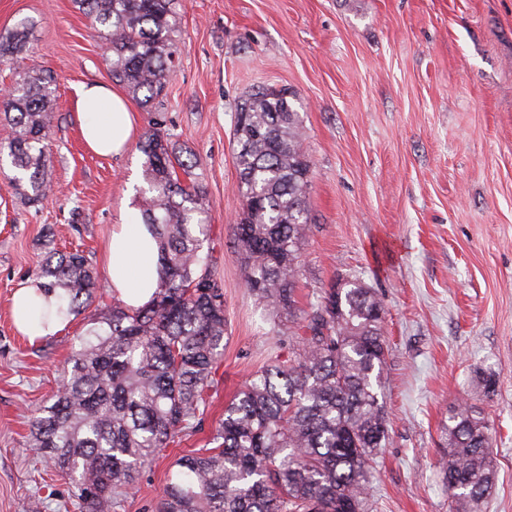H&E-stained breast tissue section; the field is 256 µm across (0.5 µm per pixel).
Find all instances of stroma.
Listing matches in <instances>:
<instances>
[{
	"mask_svg": "<svg viewBox=\"0 0 512 512\" xmlns=\"http://www.w3.org/2000/svg\"><path fill=\"white\" fill-rule=\"evenodd\" d=\"M182 51L160 107L209 199L229 339L201 429L160 452L121 512H154L179 456L210 445L224 407L271 353L287 354L246 285L233 243L239 99L286 91L306 131L310 231L297 300L342 277L385 308L380 402L388 439L372 462L366 512H449L443 427L467 402L487 420L497 477L483 512H512V0H178ZM33 20L26 55L0 63V87L36 67L56 79L45 141L52 193L30 206L0 161V512H79L72 486L29 443L71 345L93 310L30 339L13 295L49 246L80 249L103 271L112 227L139 200L143 155L90 151L76 91L112 85L105 45L72 0H0V36ZM493 375L486 396L481 379Z\"/></svg>",
	"mask_w": 512,
	"mask_h": 512,
	"instance_id": "obj_1",
	"label": "stroma"
}]
</instances>
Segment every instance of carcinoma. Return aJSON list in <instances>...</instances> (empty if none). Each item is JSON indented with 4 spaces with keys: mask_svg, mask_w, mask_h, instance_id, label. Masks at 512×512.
Wrapping results in <instances>:
<instances>
[{
    "mask_svg": "<svg viewBox=\"0 0 512 512\" xmlns=\"http://www.w3.org/2000/svg\"><path fill=\"white\" fill-rule=\"evenodd\" d=\"M175 0H74L109 45L112 79L144 106L158 98L179 55ZM24 21L0 39V59L26 51ZM53 75L27 72L0 97L11 158L26 204L45 199L43 142L54 119ZM159 112L144 155L141 215L161 251L152 303L113 299L93 314L53 403L34 418L31 446L46 471L71 480L81 512H118L139 472L175 440L202 426L224 352V286L204 252L208 198L180 180L192 165L176 155ZM240 221L234 226L246 283L267 310L293 324L295 345L277 355L224 408L214 448L179 457L156 512H363L369 464L388 439L378 398L387 350L384 308L361 283L342 279L309 309L298 306L300 250L310 228V162L299 112L284 91L259 88L237 108ZM56 314L85 309L97 273L79 251L50 252L37 275ZM446 426L449 512H478L495 479L488 425L473 406Z\"/></svg>",
    "mask_w": 512,
    "mask_h": 512,
    "instance_id": "cac0c4a2",
    "label": "carcinoma"
}]
</instances>
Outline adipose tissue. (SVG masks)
I'll return each mask as SVG.
<instances>
[{
  "mask_svg": "<svg viewBox=\"0 0 512 512\" xmlns=\"http://www.w3.org/2000/svg\"><path fill=\"white\" fill-rule=\"evenodd\" d=\"M82 116V135L87 146L100 155L121 154L134 134V112L118 92L101 84L84 85L77 91ZM160 251L152 229L145 224H117L104 257L108 288L126 306L149 305L160 282ZM55 299L45 297L38 282L17 289L13 320L18 331L36 339L54 333L59 318L44 319L55 308Z\"/></svg>",
  "mask_w": 512,
  "mask_h": 512,
  "instance_id": "adipose-tissue-1",
  "label": "adipose tissue"
}]
</instances>
